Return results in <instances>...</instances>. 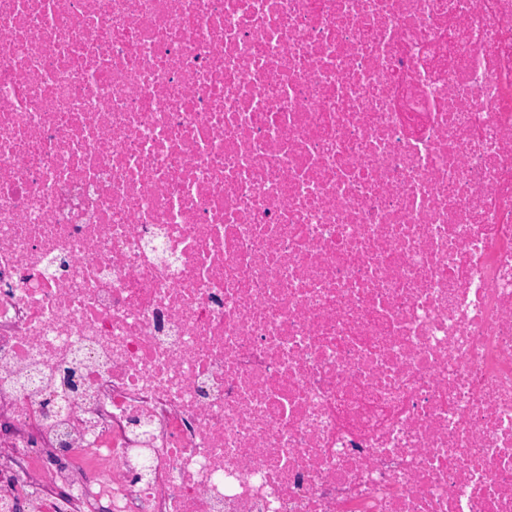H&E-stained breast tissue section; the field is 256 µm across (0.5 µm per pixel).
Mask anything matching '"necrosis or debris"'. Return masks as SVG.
Wrapping results in <instances>:
<instances>
[{
  "label": "necrosis or debris",
  "instance_id": "necrosis-or-debris-1",
  "mask_svg": "<svg viewBox=\"0 0 512 512\" xmlns=\"http://www.w3.org/2000/svg\"><path fill=\"white\" fill-rule=\"evenodd\" d=\"M0 445V512H512V0H0Z\"/></svg>",
  "mask_w": 512,
  "mask_h": 512
}]
</instances>
